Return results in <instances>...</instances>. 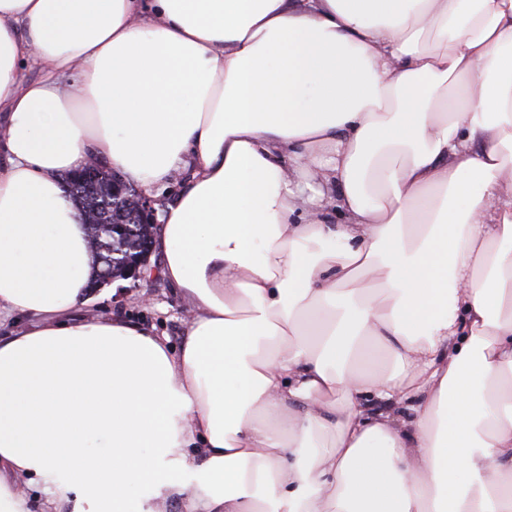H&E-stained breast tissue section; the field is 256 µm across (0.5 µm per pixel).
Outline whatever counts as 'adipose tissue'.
<instances>
[{
	"label": "adipose tissue",
	"mask_w": 512,
	"mask_h": 512,
	"mask_svg": "<svg viewBox=\"0 0 512 512\" xmlns=\"http://www.w3.org/2000/svg\"><path fill=\"white\" fill-rule=\"evenodd\" d=\"M92 159L179 350L79 312ZM2 311L0 512H512V0H0Z\"/></svg>",
	"instance_id": "obj_1"
}]
</instances>
